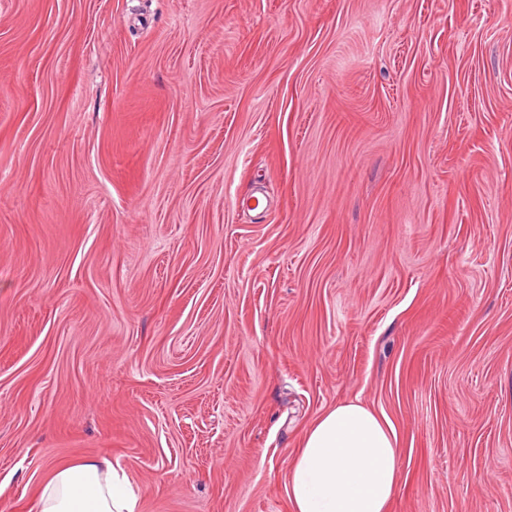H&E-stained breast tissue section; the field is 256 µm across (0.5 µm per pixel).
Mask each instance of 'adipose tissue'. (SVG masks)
I'll return each instance as SVG.
<instances>
[{
    "label": "adipose tissue",
    "instance_id": "adipose-tissue-1",
    "mask_svg": "<svg viewBox=\"0 0 512 512\" xmlns=\"http://www.w3.org/2000/svg\"><path fill=\"white\" fill-rule=\"evenodd\" d=\"M400 475L391 422L357 402L336 405L305 431L291 463L292 512H389ZM38 512H138L139 493L108 460L52 470Z\"/></svg>",
    "mask_w": 512,
    "mask_h": 512
}]
</instances>
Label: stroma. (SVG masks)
Wrapping results in <instances>:
<instances>
[{"instance_id": "35a3bbf8", "label": "stroma", "mask_w": 512, "mask_h": 512, "mask_svg": "<svg viewBox=\"0 0 512 512\" xmlns=\"http://www.w3.org/2000/svg\"><path fill=\"white\" fill-rule=\"evenodd\" d=\"M354 400L512 512V0H0V512H291ZM39 512H138L139 493L127 473L107 459L54 468L42 483Z\"/></svg>"}]
</instances>
